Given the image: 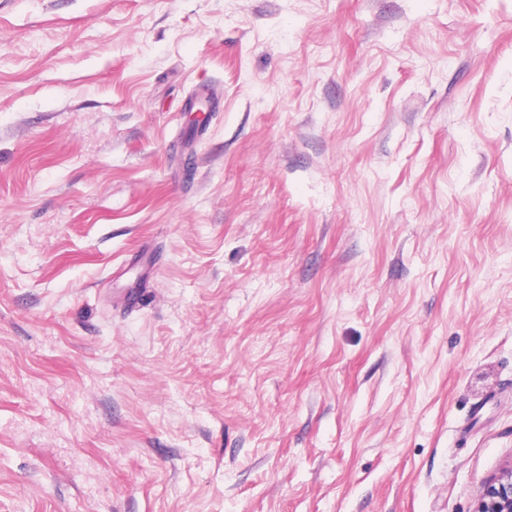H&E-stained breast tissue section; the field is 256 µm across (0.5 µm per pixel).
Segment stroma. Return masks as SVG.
<instances>
[{"label":"stroma","instance_id":"stroma-1","mask_svg":"<svg viewBox=\"0 0 512 512\" xmlns=\"http://www.w3.org/2000/svg\"><path fill=\"white\" fill-rule=\"evenodd\" d=\"M510 463L512 0H0V512Z\"/></svg>","mask_w":512,"mask_h":512}]
</instances>
